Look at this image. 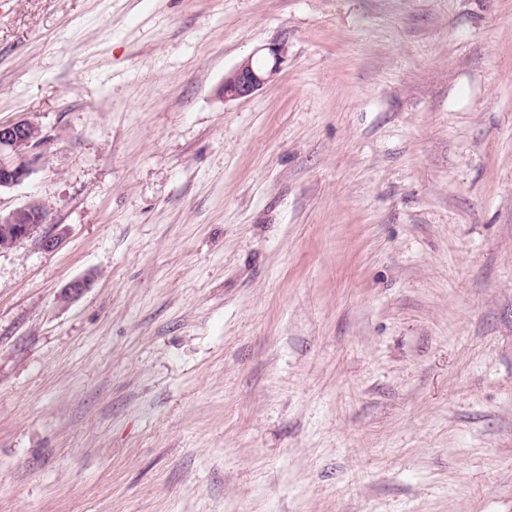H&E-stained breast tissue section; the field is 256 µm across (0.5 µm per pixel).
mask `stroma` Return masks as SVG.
Returning <instances> with one entry per match:
<instances>
[{
  "mask_svg": "<svg viewBox=\"0 0 512 512\" xmlns=\"http://www.w3.org/2000/svg\"><path fill=\"white\" fill-rule=\"evenodd\" d=\"M18 120L0 512H512V0H0ZM287 51L285 43L273 44L268 47L262 68H255L253 57H249L230 70L224 76L222 87L224 100H238L254 95L278 73ZM31 122L0 123V192L29 180L36 171V150L45 142ZM46 217V206L38 200H32L23 207L14 209L7 214L0 211L1 237L6 229V224H11L13 229L5 237H0V250L16 247L22 240L29 237Z\"/></svg>",
  "mask_w": 512,
  "mask_h": 512,
  "instance_id": "stroma-1",
  "label": "stroma"
}]
</instances>
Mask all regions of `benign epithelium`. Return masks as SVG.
<instances>
[{
    "instance_id": "benign-epithelium-1",
    "label": "benign epithelium",
    "mask_w": 512,
    "mask_h": 512,
    "mask_svg": "<svg viewBox=\"0 0 512 512\" xmlns=\"http://www.w3.org/2000/svg\"><path fill=\"white\" fill-rule=\"evenodd\" d=\"M287 55L284 43L268 47L264 66L256 68L253 58H248L224 76L222 93L226 100L249 98L278 73ZM45 142L42 130L26 121L0 123V191L12 189L29 180L36 171L39 155L36 150ZM46 206L38 200L0 213V224H10L13 229L0 238V250L11 249L29 237L44 223Z\"/></svg>"
}]
</instances>
